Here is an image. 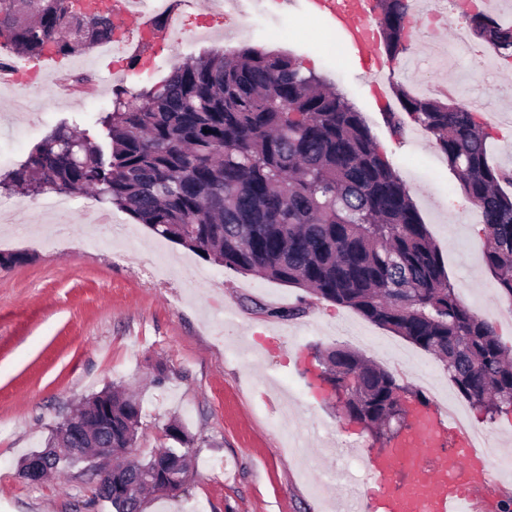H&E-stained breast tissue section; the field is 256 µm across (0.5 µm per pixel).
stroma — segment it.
<instances>
[{
  "label": "stroma",
  "instance_id": "1",
  "mask_svg": "<svg viewBox=\"0 0 512 512\" xmlns=\"http://www.w3.org/2000/svg\"><path fill=\"white\" fill-rule=\"evenodd\" d=\"M227 24L238 29L230 41L185 38L147 54L133 69L128 52H121L115 74L100 65V48L69 57L74 74L97 82L95 97L55 92L50 81L0 90V173L21 164L65 121H78L89 138L104 141L95 117L110 106L115 88L135 95L207 50L231 55L261 46L292 54L361 112L408 187L461 298L492 321L501 345L512 351V321L495 318L502 303L484 262L481 221L433 136L411 122L393 132L357 53L347 46L337 58L324 52L327 28L319 17L280 9L277 0H246L243 14L229 19L204 5L184 18L194 32ZM441 31L424 16L411 19L409 50L392 61L390 83L415 90L451 83L454 101L473 98L500 110L497 121L490 112L482 115L492 133L488 154L512 171V72L498 58L487 73L471 60L448 66L428 47ZM0 204L12 210L18 229L10 252L29 256L0 268V512H112L84 466L31 485L19 462L45 447L76 404L114 386L141 400L133 449L139 459L165 446L169 421L180 420L194 438L184 492L147 496L143 512H341L350 483L366 495L373 489L363 461L348 460L342 448L353 444L371 452L380 445L302 375L332 346L362 353L430 399L433 391L416 374L428 366L449 405L492 436L486 455L499 482L478 496L476 512H498V502L512 495V416L491 421L471 409L435 355L351 308L206 262L97 197L74 196L68 213L56 220L43 212L39 198L18 191L0 188ZM54 220L61 226L55 243L25 232ZM303 298L309 307L293 319L252 309L256 301L285 308Z\"/></svg>",
  "mask_w": 512,
  "mask_h": 512
}]
</instances>
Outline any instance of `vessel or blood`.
<instances>
[{
  "label": "vessel or blood",
  "instance_id": "b4317fda",
  "mask_svg": "<svg viewBox=\"0 0 512 512\" xmlns=\"http://www.w3.org/2000/svg\"><path fill=\"white\" fill-rule=\"evenodd\" d=\"M283 6H299L323 17L329 26L359 56L367 58L375 73H382L385 61L376 51V32L371 24L373 0H281ZM115 22L123 28L134 27L150 33L152 42L167 40V32L154 31L144 14L128 13L123 0H112ZM437 443L430 427L416 429L408 441L397 448L373 456L368 471L375 486L381 488L383 512H471L474 496L493 482L486 461L473 442L472 431L454 428L447 452L433 467L423 463L425 452ZM412 477L400 491L390 492L397 469Z\"/></svg>",
  "mask_w": 512,
  "mask_h": 512
}]
</instances>
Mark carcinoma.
Here are the masks:
<instances>
[{"mask_svg": "<svg viewBox=\"0 0 512 512\" xmlns=\"http://www.w3.org/2000/svg\"><path fill=\"white\" fill-rule=\"evenodd\" d=\"M411 0H375L386 54L408 49ZM474 41L512 57V25L479 12L467 18ZM112 6L87 0H0V46L25 57L47 50L69 57L112 40ZM400 111L385 114L396 133L406 121L435 137L460 189L483 215L485 263L512 305V174L489 164L491 133L459 103L393 87ZM118 91L97 123L109 152L69 126L53 129L0 184L39 195L94 191L109 204L204 260L304 289L352 308L445 366L461 396L493 418L512 414V354L493 325L469 308L449 281L440 253L409 190L361 113L296 58L260 47L233 57L209 52L179 65L159 85L124 98ZM256 308L294 318L302 306ZM325 377L363 389L341 404L344 415L377 439L398 433L394 407L409 390L353 350L324 353ZM112 421V447L132 448L141 406L105 389L80 402L52 430L48 448H66L72 431ZM179 447L112 467L113 512H142L150 482L184 487L194 439L165 427Z\"/></svg>", "mask_w": 512, "mask_h": 512, "instance_id": "cac0c4a2", "label": "carcinoma"}]
</instances>
